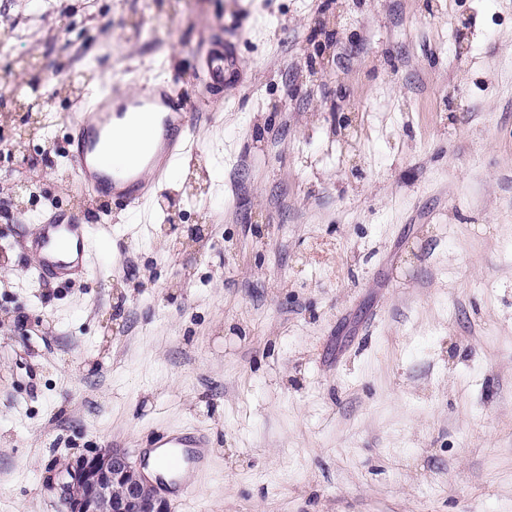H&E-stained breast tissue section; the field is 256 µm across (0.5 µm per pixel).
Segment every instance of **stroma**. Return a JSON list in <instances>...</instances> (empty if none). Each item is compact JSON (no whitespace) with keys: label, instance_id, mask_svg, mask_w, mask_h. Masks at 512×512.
<instances>
[{"label":"stroma","instance_id":"1","mask_svg":"<svg viewBox=\"0 0 512 512\" xmlns=\"http://www.w3.org/2000/svg\"><path fill=\"white\" fill-rule=\"evenodd\" d=\"M157 82L190 149L100 223L67 119ZM168 432L210 438L171 512H512V0H0V512ZM229 50H224V42L213 44L206 54V81L213 87L224 86V71L229 66ZM88 225L62 223L37 224L28 239V248L37 256L38 276L64 283L86 278L91 270Z\"/></svg>","mask_w":512,"mask_h":512}]
</instances>
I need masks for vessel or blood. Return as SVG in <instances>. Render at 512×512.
Instances as JSON below:
<instances>
[{
	"label": "vessel or blood",
	"mask_w": 512,
	"mask_h": 512,
	"mask_svg": "<svg viewBox=\"0 0 512 512\" xmlns=\"http://www.w3.org/2000/svg\"><path fill=\"white\" fill-rule=\"evenodd\" d=\"M229 55L223 43L213 44L206 54L205 78L211 86H223ZM184 104L174 90L149 91L115 102L102 101L80 112L69 123L65 154L81 190L104 201L138 206L150 187L145 181L148 170L163 169L181 159L189 133ZM152 120L153 154L136 150L123 172L112 168V132L116 126ZM29 249L38 258L37 273L44 280L69 283L86 278L91 270L88 227L57 220L37 226L28 240ZM161 456L164 471L162 491L184 497L190 488L183 483V472L204 466L209 439L202 433H166L153 443Z\"/></svg>",
	"instance_id": "1"
}]
</instances>
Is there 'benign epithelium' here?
I'll return each mask as SVG.
<instances>
[{
  "instance_id": "7a95c632",
  "label": "benign epithelium",
  "mask_w": 512,
  "mask_h": 512,
  "mask_svg": "<svg viewBox=\"0 0 512 512\" xmlns=\"http://www.w3.org/2000/svg\"><path fill=\"white\" fill-rule=\"evenodd\" d=\"M59 490L66 512H170L128 454L115 449L66 461Z\"/></svg>"
}]
</instances>
